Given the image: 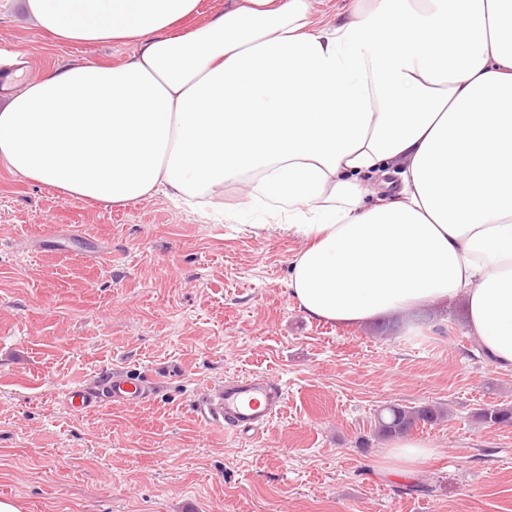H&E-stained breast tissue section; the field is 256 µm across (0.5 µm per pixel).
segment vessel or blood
<instances>
[{
  "instance_id": "b4317fda",
  "label": "vessel or blood",
  "mask_w": 512,
  "mask_h": 512,
  "mask_svg": "<svg viewBox=\"0 0 512 512\" xmlns=\"http://www.w3.org/2000/svg\"><path fill=\"white\" fill-rule=\"evenodd\" d=\"M149 392L135 375L120 374L96 386L77 385L67 393L69 404L77 411L90 412L112 403L142 402ZM283 390L269 377H250L225 381L216 398L203 407L206 421L226 430L246 435L259 432L278 414Z\"/></svg>"
}]
</instances>
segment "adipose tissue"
Segmentation results:
<instances>
[{"label": "adipose tissue", "mask_w": 512, "mask_h": 512, "mask_svg": "<svg viewBox=\"0 0 512 512\" xmlns=\"http://www.w3.org/2000/svg\"><path fill=\"white\" fill-rule=\"evenodd\" d=\"M20 0L68 43H130L118 66H56L0 104V168L84 201L189 205L246 180L304 242L289 292L360 325L464 299L512 366V0ZM399 173L370 202L366 176ZM201 8L199 15L186 19L182 22L183 31L192 30L195 27L203 25L213 14L224 11V5L228 4L227 0H201Z\"/></svg>", "instance_id": "1"}]
</instances>
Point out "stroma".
Here are the masks:
<instances>
[{
    "label": "stroma",
    "mask_w": 512,
    "mask_h": 512,
    "mask_svg": "<svg viewBox=\"0 0 512 512\" xmlns=\"http://www.w3.org/2000/svg\"><path fill=\"white\" fill-rule=\"evenodd\" d=\"M22 80L59 63H123L130 46L70 44L0 0V40ZM271 216L224 224L161 194L126 206L72 199L0 168V500L24 512H512V369L468 336L460 306L420 311L391 335L321 322L289 294L302 247ZM139 370L147 402L80 413L76 385ZM285 392L254 435L199 410L229 377ZM437 402L415 428L431 457L390 468L377 411ZM412 483L426 494H407ZM476 420L483 425H504L512 423V409L487 405L476 414Z\"/></svg>",
    "instance_id": "obj_1"
}]
</instances>
